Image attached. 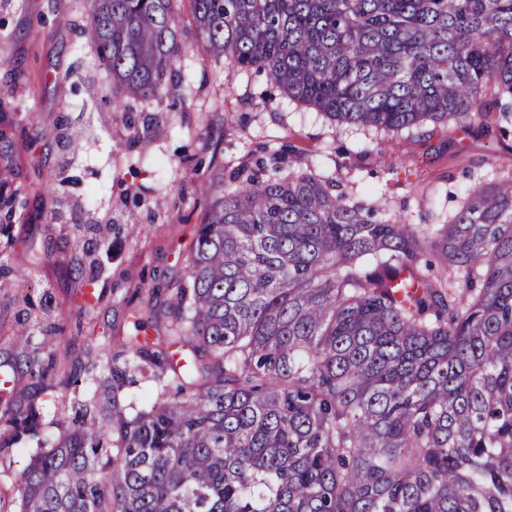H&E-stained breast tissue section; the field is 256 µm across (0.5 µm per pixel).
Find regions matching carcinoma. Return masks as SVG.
Returning <instances> with one entry per match:
<instances>
[{
	"label": "carcinoma",
	"instance_id": "1",
	"mask_svg": "<svg viewBox=\"0 0 512 512\" xmlns=\"http://www.w3.org/2000/svg\"><path fill=\"white\" fill-rule=\"evenodd\" d=\"M86 0L84 35L133 102L177 97L200 46L334 124L466 117L512 134V0ZM152 340L75 357L74 426L34 403L0 458L38 451L3 512H512V167L444 224L281 155L213 191ZM151 400H125L127 379Z\"/></svg>",
	"mask_w": 512,
	"mask_h": 512
}]
</instances>
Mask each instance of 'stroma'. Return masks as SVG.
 <instances>
[{
	"mask_svg": "<svg viewBox=\"0 0 512 512\" xmlns=\"http://www.w3.org/2000/svg\"><path fill=\"white\" fill-rule=\"evenodd\" d=\"M86 24L82 0H0V220L13 224L12 243L0 240V268L13 272L0 281V369L18 382L0 398V426L32 400L51 435L68 399L93 396L92 385H67L72 358L97 359L102 338L134 335L137 311L161 305L151 288L184 276L209 207L205 187L241 165L280 148L328 170L346 163L358 190L386 198L402 222L439 224L474 177L512 163V139L495 124L429 123L395 136L337 126L289 102L265 75L202 53L179 66L180 99L136 103L153 122L132 126L84 43ZM82 223L130 229L99 240L112 261L95 277L99 301L88 316L75 271ZM23 321L36 335L56 327V370L41 381L18 333Z\"/></svg>",
	"mask_w": 512,
	"mask_h": 512,
	"instance_id": "obj_1",
	"label": "stroma"
}]
</instances>
